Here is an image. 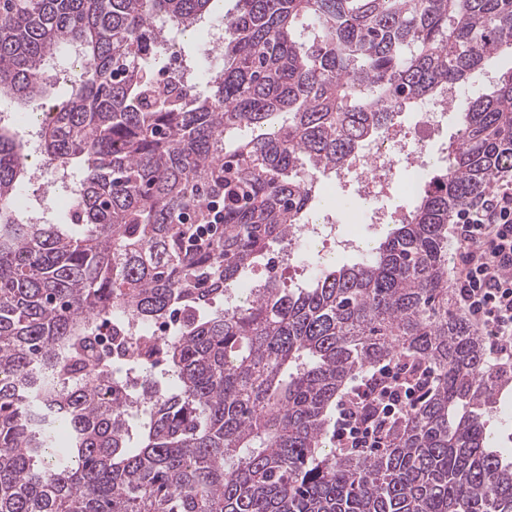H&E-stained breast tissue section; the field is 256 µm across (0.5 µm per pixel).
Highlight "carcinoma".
Returning <instances> with one entry per match:
<instances>
[{"label": "carcinoma", "mask_w": 512, "mask_h": 512, "mask_svg": "<svg viewBox=\"0 0 512 512\" xmlns=\"http://www.w3.org/2000/svg\"><path fill=\"white\" fill-rule=\"evenodd\" d=\"M216 2L0 0V96L37 109L49 62L85 58L37 132L80 170L71 222L24 219L27 141L0 124V512H512V454L488 424L512 363L448 308L449 221L512 171L511 69L365 257L207 311L311 215L306 170L512 48V0H237L206 93L149 78L156 20L185 32ZM174 308L180 329L154 337ZM130 320L117 371L92 336ZM398 358L433 383L394 446L325 449L347 383Z\"/></svg>", "instance_id": "obj_1"}]
</instances>
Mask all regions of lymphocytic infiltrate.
<instances>
[{"label":"lymphocytic infiltrate","instance_id":"1","mask_svg":"<svg viewBox=\"0 0 512 512\" xmlns=\"http://www.w3.org/2000/svg\"><path fill=\"white\" fill-rule=\"evenodd\" d=\"M460 254L454 266L460 308L487 339L490 356H512V181L457 212ZM432 377L425 369L387 364L364 374L338 404L336 447L372 452L392 445V429L420 402Z\"/></svg>","mask_w":512,"mask_h":512}]
</instances>
